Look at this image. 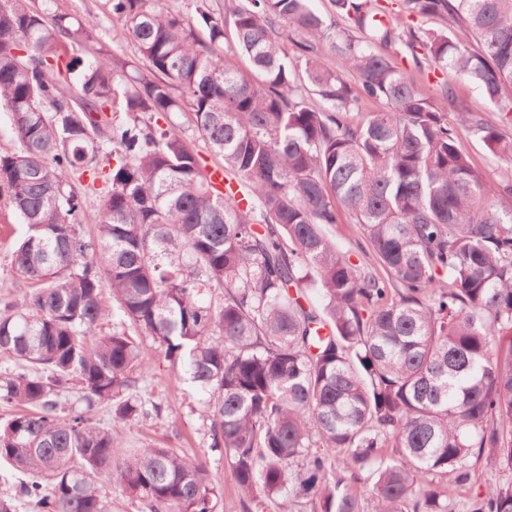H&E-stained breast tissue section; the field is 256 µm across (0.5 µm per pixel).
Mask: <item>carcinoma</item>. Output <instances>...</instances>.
<instances>
[{
    "instance_id": "carcinoma-1",
    "label": "carcinoma",
    "mask_w": 512,
    "mask_h": 512,
    "mask_svg": "<svg viewBox=\"0 0 512 512\" xmlns=\"http://www.w3.org/2000/svg\"><path fill=\"white\" fill-rule=\"evenodd\" d=\"M167 2L108 0L130 58L50 0H0V109L17 143L0 153V197L27 227L12 253L24 305L0 315L15 362L0 403L24 406L0 422V462L26 479L0 512H110L103 480L150 512H215L201 460L127 452L91 417L96 403L119 421L160 411L138 395L143 336L208 393L240 512L288 493L309 512H366L361 485L371 512H512V481L459 508L442 486L469 484L473 458L512 473V180H487L457 145L461 126L512 161V135L480 112L451 119L372 49L420 44L448 72L445 101L469 81L509 117L512 0H403L408 18L448 20L418 31L381 23L371 0H332L330 17L315 0H230L222 17L210 0L186 16ZM286 26L308 37L295 58ZM363 97L386 109L354 123ZM172 113L214 166L160 125ZM87 174L106 184L93 236ZM342 209L386 276L346 259ZM106 290L134 334H97ZM72 381L86 407L62 415Z\"/></svg>"
}]
</instances>
